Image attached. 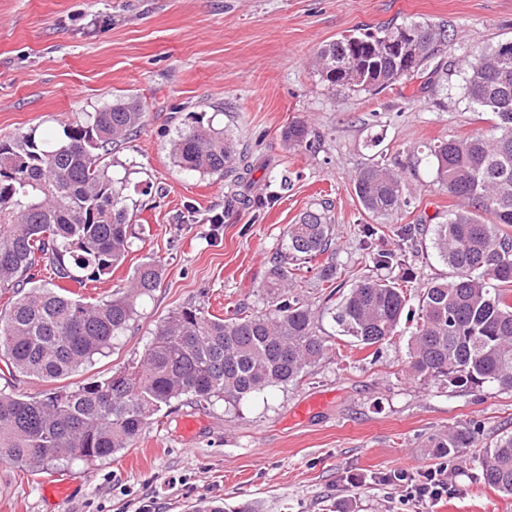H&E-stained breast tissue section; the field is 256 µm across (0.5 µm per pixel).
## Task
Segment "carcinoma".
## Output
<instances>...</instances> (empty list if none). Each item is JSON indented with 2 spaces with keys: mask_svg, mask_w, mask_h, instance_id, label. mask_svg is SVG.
<instances>
[{
  "mask_svg": "<svg viewBox=\"0 0 512 512\" xmlns=\"http://www.w3.org/2000/svg\"><path fill=\"white\" fill-rule=\"evenodd\" d=\"M407 25L422 31V53L373 54L375 36ZM447 39L441 25H388L375 35L341 36L317 52L315 65L331 86L377 95L427 69ZM353 66L363 70L358 82L347 81ZM463 90L472 107L492 115L491 130L416 150L459 208L432 229L401 225V244L369 252L377 270L403 267L429 234L450 276L421 288L415 312L398 281L363 277L341 296L332 320L341 335L371 347L392 340L401 319L415 313L408 340L414 376L512 392V39L470 55ZM144 122L140 102L124 97L69 124L51 150L33 133L0 141V295L14 294L0 314V350L15 371L44 382L77 372L112 348L139 300L158 287L161 266L150 257L126 285L95 303L35 274L42 259L59 280L98 282L123 264L134 233L125 183L109 174L106 159ZM281 140L289 149L315 151L321 136L296 120ZM170 154L182 170L234 186L253 171L239 141L201 115L172 139ZM353 189L378 224L410 206L401 175L382 161L359 169ZM331 207L325 201L288 225L286 251L273 257L263 284L265 309L224 318L183 306L160 322L139 361L102 381L40 398L1 391L0 453L41 473L57 461L89 462L132 447L155 415L184 396L202 408L220 401L236 407L271 386L299 381L328 350L298 293V271L331 250ZM478 436L476 428H455L431 436L428 447L435 458L451 459L476 447ZM479 480L512 496V434L486 448Z\"/></svg>",
  "mask_w": 512,
  "mask_h": 512,
  "instance_id": "carcinoma-1",
  "label": "carcinoma"
}]
</instances>
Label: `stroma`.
I'll return each instance as SVG.
<instances>
[{
  "label": "stroma",
  "mask_w": 512,
  "mask_h": 512,
  "mask_svg": "<svg viewBox=\"0 0 512 512\" xmlns=\"http://www.w3.org/2000/svg\"><path fill=\"white\" fill-rule=\"evenodd\" d=\"M392 21L447 26L438 81L423 73L376 96L322 82L313 67L321 47ZM505 39L512 0H0V139L32 132L57 142L64 124L127 96L146 112L143 129L109 157L143 238L111 281L72 293L99 300L148 256L160 262L162 280L109 353L64 386L106 379L139 360L161 320L182 306L224 317L264 308L262 285L288 225L323 200L334 225L325 261L343 283L368 275L359 228L370 218L352 181L371 160L386 159L405 179L410 206L399 223L445 222L457 201L412 150L489 128L463 97V64ZM201 112L252 152L251 192L264 197L262 209L225 211L224 178L174 164L171 139ZM297 118L321 133L320 149L283 145L282 129ZM216 213L223 222L207 223ZM407 273L415 307L424 283L450 270L425 244ZM305 277L330 350L301 380L235 408L174 402L131 448L56 463L54 474L76 490L63 506L9 464L0 469V512H200L211 502L224 512H512V496L477 479L486 446L512 432V392L413 377L409 320L391 341L360 349L333 322L329 288L315 272ZM315 398L322 406L304 411ZM187 419L197 423L189 438ZM463 426L479 428L477 447L442 464L428 437ZM438 468L448 495L409 497L408 482Z\"/></svg>",
  "instance_id": "obj_1"
}]
</instances>
